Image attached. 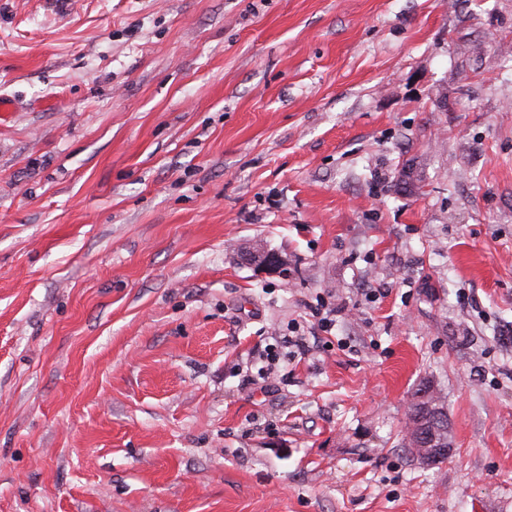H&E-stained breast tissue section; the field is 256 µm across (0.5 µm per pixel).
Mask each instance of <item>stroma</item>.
Instances as JSON below:
<instances>
[{
    "label": "stroma",
    "instance_id": "stroma-1",
    "mask_svg": "<svg viewBox=\"0 0 512 512\" xmlns=\"http://www.w3.org/2000/svg\"><path fill=\"white\" fill-rule=\"evenodd\" d=\"M0 99V512H512V0H0ZM421 415L415 410L406 426L405 440L417 461L425 467H432L448 459L453 453V447L449 440L435 444L436 437L422 424Z\"/></svg>",
    "mask_w": 512,
    "mask_h": 512
}]
</instances>
